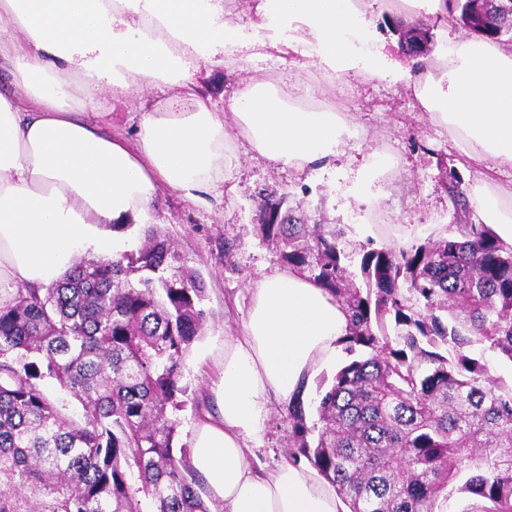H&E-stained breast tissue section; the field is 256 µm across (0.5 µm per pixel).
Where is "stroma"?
Instances as JSON below:
<instances>
[{"label": "stroma", "mask_w": 512, "mask_h": 512, "mask_svg": "<svg viewBox=\"0 0 512 512\" xmlns=\"http://www.w3.org/2000/svg\"><path fill=\"white\" fill-rule=\"evenodd\" d=\"M373 10L377 28L388 40L398 38L400 32L421 29L428 30L434 42L444 36L472 35L459 21L446 26L425 15L396 17L392 0H375ZM251 77L263 78L278 88L293 86L298 93L315 90L323 101L348 113L354 127L339 156L301 173L272 167L240 138L234 144L237 159L218 192L196 202L166 189L158 192L148 222L162 225L180 256L201 273L206 285L204 306L209 313L207 327L185 361L188 396L178 414L183 444L191 441L224 338L241 327L247 310L246 286L278 263L255 229L260 190L285 195L287 208L303 212L310 223L343 227V247L356 270L362 245L398 247L416 238L439 236L454 223V207L445 188L447 171H456L469 184L480 180L492 189L512 187L511 169L465 158L447 130L423 112L412 88L403 84L352 80L332 86L323 80L311 58L288 48H267L243 67L216 66L201 73L199 88L220 112L241 81ZM91 95L96 107L86 112V120L106 132L131 138L138 130L142 108L164 104L171 91L164 85L147 87L122 102L115 101L105 86L92 89ZM379 148L394 157V175L370 185L368 194L374 205L357 203L352 186L369 153ZM227 237L235 242L228 257L219 250ZM281 411V406H273L251 463L272 467L285 457L289 427Z\"/></svg>", "instance_id": "stroma-1"}]
</instances>
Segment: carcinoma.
<instances>
[{"label": "carcinoma", "mask_w": 512, "mask_h": 512, "mask_svg": "<svg viewBox=\"0 0 512 512\" xmlns=\"http://www.w3.org/2000/svg\"><path fill=\"white\" fill-rule=\"evenodd\" d=\"M260 193L257 230L326 288L354 356L306 408L284 409L288 458L350 512H512V247L485 224L363 251L343 228ZM205 283L160 225L132 251L76 262L0 305V512H222L174 452ZM52 385L81 405L48 390Z\"/></svg>", "instance_id": "cac0c4a2"}]
</instances>
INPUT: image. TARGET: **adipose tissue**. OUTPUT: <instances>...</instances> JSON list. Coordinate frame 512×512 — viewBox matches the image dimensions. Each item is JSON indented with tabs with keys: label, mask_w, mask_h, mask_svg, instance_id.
<instances>
[{
	"label": "adipose tissue",
	"mask_w": 512,
	"mask_h": 512,
	"mask_svg": "<svg viewBox=\"0 0 512 512\" xmlns=\"http://www.w3.org/2000/svg\"><path fill=\"white\" fill-rule=\"evenodd\" d=\"M223 16L224 0H0V19L24 36L19 50L0 45V61L33 103L24 112L0 95V304L58 279L86 251L120 252L122 225L147 216L159 188L190 202L219 188L236 138L299 172L338 155L346 113L300 111L254 78L222 112L196 93L202 68L248 60L258 30L267 47L307 48L328 80L413 86L463 155L512 168V43L448 37L412 57L388 46L364 0H258L249 24ZM72 74L124 95L162 83L173 96L142 113L135 138L106 135L84 119L94 101L76 95ZM466 193L512 246V190L477 182ZM246 292L247 315L225 337L208 388L217 410L196 422L190 463L224 512H348L305 463L249 461L272 403L307 397L310 379L335 362L348 317L292 268L273 267Z\"/></svg>",
	"instance_id": "ef3b65f1"
}]
</instances>
